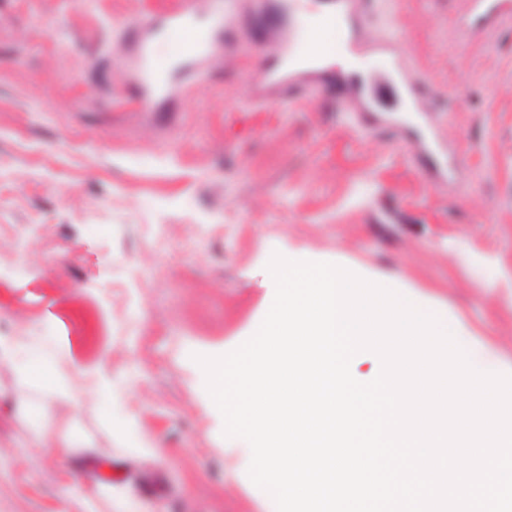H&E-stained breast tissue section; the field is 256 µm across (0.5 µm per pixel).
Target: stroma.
<instances>
[{
    "label": "stroma",
    "mask_w": 512,
    "mask_h": 512,
    "mask_svg": "<svg viewBox=\"0 0 512 512\" xmlns=\"http://www.w3.org/2000/svg\"><path fill=\"white\" fill-rule=\"evenodd\" d=\"M175 2L0 0V346L66 382L50 397L0 361V512H267L193 357L255 333L276 252L390 274L512 372V19L464 45V0H374L362 32L399 33L432 123L339 111L336 62L253 102L280 0H234L237 40L202 60L160 39L171 93L128 107L131 26ZM435 137L460 161L444 184L417 161Z\"/></svg>",
    "instance_id": "obj_1"
}]
</instances>
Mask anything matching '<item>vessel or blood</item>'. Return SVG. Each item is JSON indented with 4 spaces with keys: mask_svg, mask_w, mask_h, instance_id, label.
<instances>
[{
    "mask_svg": "<svg viewBox=\"0 0 512 512\" xmlns=\"http://www.w3.org/2000/svg\"><path fill=\"white\" fill-rule=\"evenodd\" d=\"M465 13L457 21L463 36H471L494 29L503 19L512 16V0H465ZM357 0H321V9L314 18L299 17L290 20L287 27L275 36L272 55L266 60L263 72L275 87L284 90L290 98H298L306 91L305 80L318 77L329 52L322 39V31L329 28L343 30L346 48L352 49L360 39V28L354 16ZM167 32L183 36V57L205 58L213 47V36L222 28L221 18L202 21L194 0H179L165 11L161 21ZM376 70L359 71L349 67L340 76L346 96L340 103L341 111L358 108L364 112H379L387 98L399 96L414 111H422L426 97L424 83L418 79L405 58L387 42L379 50ZM138 67L146 86L145 94L133 98L134 106L143 107L156 95L166 93L164 75L153 57V46L142 42Z\"/></svg>",
    "mask_w": 512,
    "mask_h": 512,
    "instance_id": "1",
    "label": "vessel or blood"
}]
</instances>
